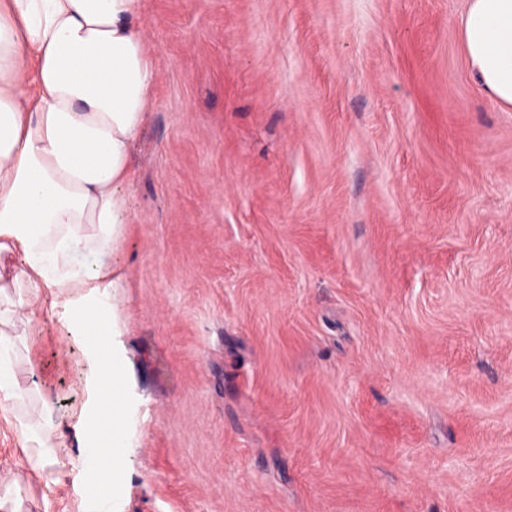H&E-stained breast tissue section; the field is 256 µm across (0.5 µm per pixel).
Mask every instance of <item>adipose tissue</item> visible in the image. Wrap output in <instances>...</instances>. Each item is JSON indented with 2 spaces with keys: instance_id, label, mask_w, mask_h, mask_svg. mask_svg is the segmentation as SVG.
Returning <instances> with one entry per match:
<instances>
[{
  "instance_id": "adipose-tissue-1",
  "label": "adipose tissue",
  "mask_w": 512,
  "mask_h": 512,
  "mask_svg": "<svg viewBox=\"0 0 512 512\" xmlns=\"http://www.w3.org/2000/svg\"><path fill=\"white\" fill-rule=\"evenodd\" d=\"M139 10L140 0H0V254L15 259L0 285V410L22 393L2 326L50 295L96 357L98 399L78 421L95 462L71 466L102 489L97 512H115L130 447L110 256L156 76ZM462 43L475 79L512 106V0H468Z\"/></svg>"
}]
</instances>
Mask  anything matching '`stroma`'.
Listing matches in <instances>:
<instances>
[{
  "label": "stroma",
  "mask_w": 512,
  "mask_h": 512,
  "mask_svg": "<svg viewBox=\"0 0 512 512\" xmlns=\"http://www.w3.org/2000/svg\"><path fill=\"white\" fill-rule=\"evenodd\" d=\"M467 0H141L119 512H512V107ZM18 512H92L91 354L9 327ZM50 403L58 464L14 421Z\"/></svg>",
  "instance_id": "stroma-1"
}]
</instances>
